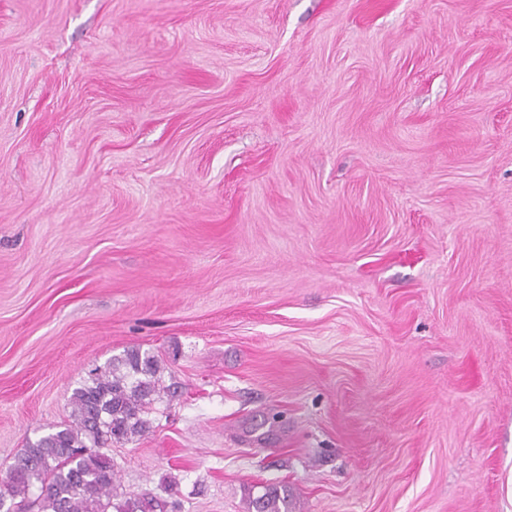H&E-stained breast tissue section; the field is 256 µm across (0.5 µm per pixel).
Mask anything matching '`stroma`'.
Listing matches in <instances>:
<instances>
[{
  "instance_id": "obj_1",
  "label": "stroma",
  "mask_w": 512,
  "mask_h": 512,
  "mask_svg": "<svg viewBox=\"0 0 512 512\" xmlns=\"http://www.w3.org/2000/svg\"><path fill=\"white\" fill-rule=\"evenodd\" d=\"M133 347L119 497L512 512V0H0V465ZM262 488V494L256 497L249 493V512H292L288 486L268 484Z\"/></svg>"
}]
</instances>
